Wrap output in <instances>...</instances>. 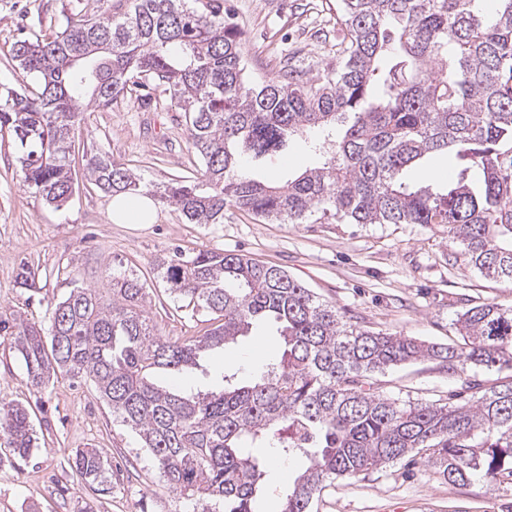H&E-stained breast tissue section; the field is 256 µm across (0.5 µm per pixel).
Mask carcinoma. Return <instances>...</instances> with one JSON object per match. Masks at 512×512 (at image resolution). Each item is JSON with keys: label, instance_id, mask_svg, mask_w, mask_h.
Listing matches in <instances>:
<instances>
[{"label": "carcinoma", "instance_id": "cac0c4a2", "mask_svg": "<svg viewBox=\"0 0 512 512\" xmlns=\"http://www.w3.org/2000/svg\"><path fill=\"white\" fill-rule=\"evenodd\" d=\"M89 17L61 8L52 36L16 41L12 58L34 81L0 94V134L19 143L23 185L56 208L69 201L75 134L85 110L166 95L185 114L201 166L155 194L189 224H222L231 205L268 221L303 224L317 210L343 224H442L468 264L512 283V0H336V66L317 77L284 60L247 85L243 32L224 0H132L112 14L96 0ZM303 140L320 165L271 185L248 176L258 163ZM458 161L448 181L407 178L432 154ZM84 178L135 195L141 180L84 147ZM170 293L217 324L182 342L149 325L147 293L132 272L106 286L75 288L49 309V329L0 311L29 383L58 373L87 378L134 429L174 492L215 501L222 512H259L270 493L275 448L304 468L279 497L278 512H310L324 483L421 452L451 484L479 472L493 487L512 477V377L476 400L401 404L373 389L375 373L422 359L512 369V309L473 305L456 320L459 345L426 344L345 323L336 309L285 270L239 254L177 250L157 264ZM272 321L281 354L246 385L224 375L205 394L162 387L154 374L194 369L204 354ZM0 436L27 459L36 438L28 409L0 404ZM86 483L103 484L112 464L98 448L68 458Z\"/></svg>", "mask_w": 512, "mask_h": 512}]
</instances>
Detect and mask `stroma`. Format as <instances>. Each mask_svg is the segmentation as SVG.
<instances>
[{
	"mask_svg": "<svg viewBox=\"0 0 512 512\" xmlns=\"http://www.w3.org/2000/svg\"><path fill=\"white\" fill-rule=\"evenodd\" d=\"M244 33L243 58L250 83L273 77L288 52L302 66H335L336 0H224ZM92 11L94 0H0V89L22 81L9 55L29 29L51 33L61 8ZM82 138L93 140L113 159L142 177L144 192L194 169L183 113L118 105L87 116ZM18 144L0 136V307L12 308L44 326L48 310L73 288L97 286L115 269L137 274L148 293L149 316L160 336L185 339L209 329L206 313L181 306L167 290L156 264L174 248L244 254L278 266L334 305L353 325L438 344H462L456 319L468 307L496 302L512 307V283L481 276L448 240L439 224H277L229 206L220 224H189L158 204L152 224H115L110 198L81 184L61 208L47 205L21 179ZM318 158L301 142L288 153L255 167L264 180L315 167ZM38 275L39 289L17 287L22 263ZM272 322L256 323L236 342L210 351L188 381L216 388L225 369L240 384L251 382L277 358ZM505 376L471 364L448 372L438 361L402 364L376 379L381 393L401 403L447 404L449 392L478 396ZM0 402L24 405L31 413L37 446L27 460L10 463L0 447V512H193L169 489L140 438L122 425L94 384L67 376L46 388L30 386L25 365L10 337L0 336ZM78 448L102 449L112 461L106 492L85 486L67 465ZM314 512H512V482L486 490L481 476L458 486L423 460L408 458L365 472L352 482L333 481Z\"/></svg>",
	"mask_w": 512,
	"mask_h": 512,
	"instance_id": "stroma-1",
	"label": "stroma"
}]
</instances>
